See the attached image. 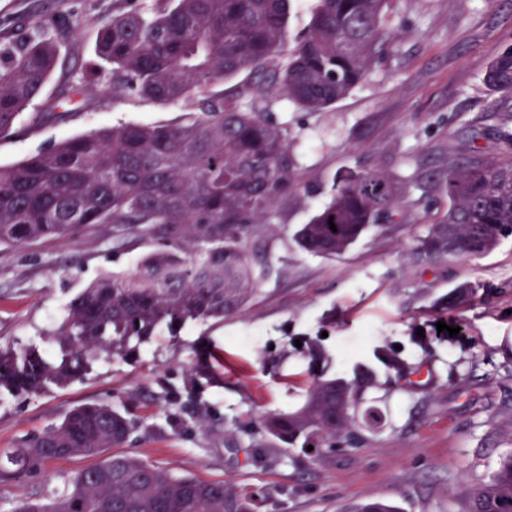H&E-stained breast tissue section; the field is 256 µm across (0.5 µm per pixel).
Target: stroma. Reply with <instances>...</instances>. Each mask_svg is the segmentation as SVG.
<instances>
[{"label":"stroma","instance_id":"35a3bbf8","mask_svg":"<svg viewBox=\"0 0 512 512\" xmlns=\"http://www.w3.org/2000/svg\"><path fill=\"white\" fill-rule=\"evenodd\" d=\"M126 0H0V38L17 25L65 21L61 61L43 93L0 140V166L61 141L121 123L170 124L195 99L158 104L125 89L105 95L112 69L97 63L98 31ZM384 27L394 35L364 78L333 106L309 112L274 94L245 110L287 125L298 160V191L273 229L249 244L269 272L242 313L159 330L128 359L100 357L63 389L0 398V450L59 422L73 407L109 402L133 421L125 452L177 475L224 480L259 492V512H357L386 500L399 512H464L465 489L490 482L512 452V237L471 259L418 263L413 248L448 208L438 184L450 159L508 148L512 112L484 81L512 42V0H392ZM91 87L68 95L89 66ZM347 169L398 177L400 214L325 259L299 251L292 236L325 203ZM146 245L121 244L107 226L23 245H0V351L36 347L56 356L51 337L77 292L98 275L135 269ZM478 292L460 332L438 331L448 292ZM398 350L429 359L428 392L371 390L380 429L358 448L322 458L270 437L261 417L302 405L314 373L347 376ZM73 457L0 483V512L13 501L60 492L91 466Z\"/></svg>","mask_w":512,"mask_h":512}]
</instances>
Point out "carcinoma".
<instances>
[{"mask_svg":"<svg viewBox=\"0 0 512 512\" xmlns=\"http://www.w3.org/2000/svg\"><path fill=\"white\" fill-rule=\"evenodd\" d=\"M127 3L129 9L103 22L95 45L96 57L112 66V91L132 88L160 104L193 95L197 111L172 124L92 131L0 166V242L25 244L108 224L114 238L134 229L139 241L157 248L136 270L103 275L77 294L53 332L63 348L60 361L35 349L0 351V392L64 386L102 353L123 359L162 328L175 334L188 322L240 312L268 271L248 235L259 224L273 225L281 204L298 191L297 161L285 125L243 109L257 86L236 84L228 93L213 87L266 71L287 101L323 111L362 80L387 43L381 21L389 0H319L292 46L290 0ZM60 52L51 24H21L0 40V139L13 134L22 111L42 93ZM280 53L287 64L270 66ZM485 81L512 93V45L491 62ZM441 183L448 211L418 240L419 258L480 256L512 236L511 151L485 157L474 148L448 165ZM400 199L392 177L346 170L295 243L333 257L392 220ZM475 293L471 283L457 286L444 309H465ZM378 361L391 371L390 385L425 386L423 364L408 365L393 352ZM374 382L368 367L351 379L318 377L302 407L266 414L264 428L290 446H313L317 457L339 442L357 448L359 427L381 422L378 408L365 402ZM130 432L128 419L108 403L75 407L61 423L0 455V481L53 460L100 455L125 445ZM467 497L468 512H512V451L493 479ZM258 500L230 483L176 476L132 454H114L77 472L61 494L19 500L10 512H256Z\"/></svg>","mask_w":512,"mask_h":512,"instance_id":"1","label":"carcinoma"}]
</instances>
